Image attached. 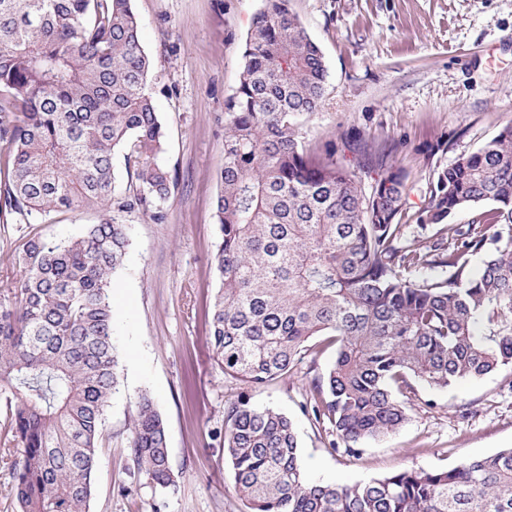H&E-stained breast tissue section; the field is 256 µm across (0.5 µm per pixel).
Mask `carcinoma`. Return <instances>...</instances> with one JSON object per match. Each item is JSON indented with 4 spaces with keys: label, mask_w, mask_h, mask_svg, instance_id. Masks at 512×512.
I'll use <instances>...</instances> for the list:
<instances>
[{
    "label": "carcinoma",
    "mask_w": 512,
    "mask_h": 512,
    "mask_svg": "<svg viewBox=\"0 0 512 512\" xmlns=\"http://www.w3.org/2000/svg\"><path fill=\"white\" fill-rule=\"evenodd\" d=\"M139 28L131 0H0V211L20 224L98 213L77 236H22L21 278L0 301V387L13 395L0 456L23 448L8 490L20 512H89L118 385L109 291L129 245L119 217L165 219L171 174ZM328 78L288 0H263L224 100L210 336L224 374L251 385L287 377L323 337L335 355L309 405L333 448L357 455L406 422L411 381L445 389L512 373V125L437 172L417 221L440 241L404 244L408 173L383 156L367 193L303 140L300 119L319 111ZM118 152L135 178L125 189ZM474 209L471 223H451ZM224 448L249 512H512V448L447 469L314 482L292 420L244 402L227 409ZM128 455L131 475L174 484L166 425L146 393Z\"/></svg>",
    "instance_id": "cac0c4a2"
}]
</instances>
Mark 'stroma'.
Wrapping results in <instances>:
<instances>
[{"label": "stroma", "instance_id": "obj_1", "mask_svg": "<svg viewBox=\"0 0 512 512\" xmlns=\"http://www.w3.org/2000/svg\"><path fill=\"white\" fill-rule=\"evenodd\" d=\"M262 0H132L152 61L149 88L165 129L173 181L164 222L124 214L129 247L112 279L119 385L90 512H248L224 450V411L248 402L284 412L296 427L312 479L355 484L404 468L440 469L512 448V374L448 390L419 388L408 420L360 455L333 451L331 436L303 410L332 352L304 360L288 378L253 386L225 375L208 335L219 286L214 201L224 158V100ZM329 69L324 102L301 121L306 141L332 143L337 162L371 187L388 156L409 175L406 239L419 228L437 171L512 122V0H290ZM0 213V293L14 288L20 243ZM165 420L174 486L129 474L128 448L141 394Z\"/></svg>", "mask_w": 512, "mask_h": 512}]
</instances>
